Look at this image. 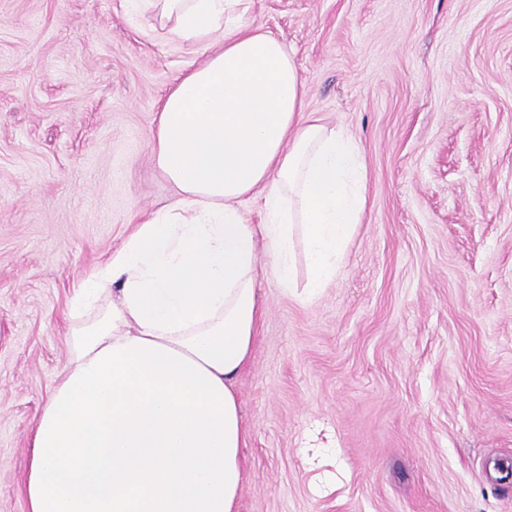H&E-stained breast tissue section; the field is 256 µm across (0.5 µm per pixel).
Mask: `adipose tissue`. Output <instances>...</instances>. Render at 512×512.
<instances>
[{
    "mask_svg": "<svg viewBox=\"0 0 512 512\" xmlns=\"http://www.w3.org/2000/svg\"><path fill=\"white\" fill-rule=\"evenodd\" d=\"M206 62L163 99L153 158L176 200L136 225L69 301V356L32 429L28 512H238L247 435L236 379L261 317L256 284L332 281L366 207L345 130L305 114L286 45L241 0H129ZM262 192L264 224L243 201ZM268 255L270 264L260 261Z\"/></svg>",
    "mask_w": 512,
    "mask_h": 512,
    "instance_id": "obj_1",
    "label": "adipose tissue"
}]
</instances>
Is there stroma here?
<instances>
[{
  "instance_id": "1",
  "label": "stroma",
  "mask_w": 512,
  "mask_h": 512,
  "mask_svg": "<svg viewBox=\"0 0 512 512\" xmlns=\"http://www.w3.org/2000/svg\"><path fill=\"white\" fill-rule=\"evenodd\" d=\"M367 204L332 282L271 278L238 512H512V0H245ZM207 45L126 0H0V512H27L68 300L176 198L161 100Z\"/></svg>"
}]
</instances>
